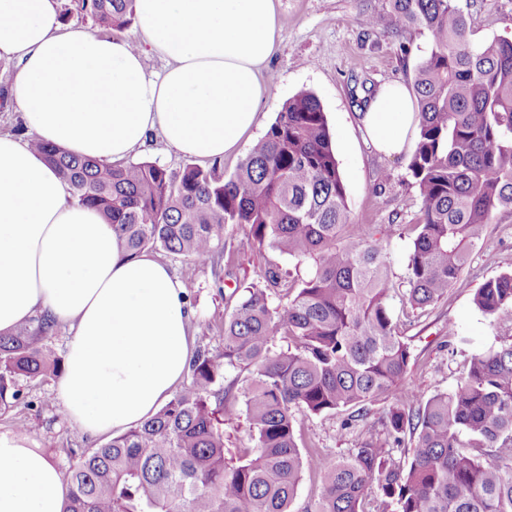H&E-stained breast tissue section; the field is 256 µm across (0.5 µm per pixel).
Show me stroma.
<instances>
[{
	"instance_id": "35a3bbf8",
	"label": "stroma",
	"mask_w": 512,
	"mask_h": 512,
	"mask_svg": "<svg viewBox=\"0 0 512 512\" xmlns=\"http://www.w3.org/2000/svg\"><path fill=\"white\" fill-rule=\"evenodd\" d=\"M471 19L470 38L481 43L512 39V0H462ZM388 0H277L281 29L268 71L275 81L261 106L254 137H262L285 100L308 90L320 100L333 133L336 158L347 186L354 222L371 225L387 240L395 289L390 306L408 343L409 386L428 397L435 390L455 388L467 359L498 347L506 329L495 326L474 304L480 286L512 269V211L498 212L486 228L447 296L417 316H407L401 302L412 247L409 220L422 206L412 184L409 153L385 157L366 143L358 114L363 102L389 81L411 85L416 66L426 57L429 37L416 29H370L360 22L367 13H383ZM247 230L225 225L214 262L199 266L175 256L166 261L185 285L194 349L220 353L224 321L240 299L236 285L258 282L271 263L303 277L306 266L269 248L246 241ZM21 397L0 416V432L23 429L61 469L69 471L77 454L101 444L68 419L53 378L20 380ZM387 407L379 401L368 418L346 426L345 414L301 416L304 438L328 458L348 454L358 435L382 437L380 418Z\"/></svg>"
}]
</instances>
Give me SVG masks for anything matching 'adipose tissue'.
<instances>
[{"label": "adipose tissue", "mask_w": 512, "mask_h": 512, "mask_svg": "<svg viewBox=\"0 0 512 512\" xmlns=\"http://www.w3.org/2000/svg\"><path fill=\"white\" fill-rule=\"evenodd\" d=\"M135 23L136 47L66 28L60 0H0V58L17 62L10 82L27 132L0 135V334L40 313L69 328L57 390L92 436L137 427L180 384L191 352L185 286L154 252L128 251L30 141L118 163L157 131L182 156L222 160L258 124L280 30L275 0H135ZM151 56L162 72H147ZM414 118L394 82L360 123L392 157L409 147ZM68 493L27 434H0V512H64Z\"/></svg>", "instance_id": "adipose-tissue-1"}]
</instances>
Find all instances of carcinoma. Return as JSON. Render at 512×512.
I'll use <instances>...</instances> for the list:
<instances>
[{"mask_svg": "<svg viewBox=\"0 0 512 512\" xmlns=\"http://www.w3.org/2000/svg\"><path fill=\"white\" fill-rule=\"evenodd\" d=\"M135 0H70L65 14L119 32ZM362 17L429 34L416 68L417 139L408 170L422 199L403 305L443 298L501 209L512 210V40L474 44L460 0H389ZM78 202L101 213L127 249H163L194 264L215 255L224 225L248 228L252 245L308 264L290 279L271 265L224 321V351L199 352L190 381L152 418L81 455L70 467L65 512H292L304 473L322 478L307 512H512V336L471 357L455 389L413 407L411 358L389 304L386 241L355 224L326 113L309 91L288 98L236 171L156 161L103 164L38 139ZM283 296V311L272 296ZM476 307L512 328V270L486 281ZM47 315L0 334V413L19 400L18 380L58 378L45 347ZM286 345L276 347V339ZM248 372L243 403L224 395L228 369ZM390 399L387 439L360 438L329 461L300 446L298 413L348 412ZM244 420L254 447L224 452V423ZM410 432L406 462L393 446Z\"/></svg>", "mask_w": 512, "mask_h": 512, "instance_id": "cac0c4a2", "label": "carcinoma"}]
</instances>
